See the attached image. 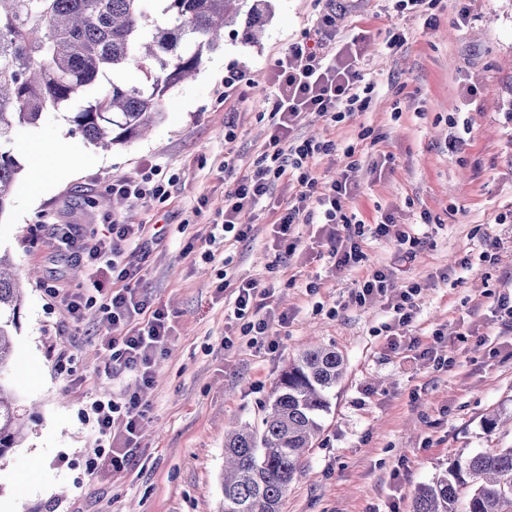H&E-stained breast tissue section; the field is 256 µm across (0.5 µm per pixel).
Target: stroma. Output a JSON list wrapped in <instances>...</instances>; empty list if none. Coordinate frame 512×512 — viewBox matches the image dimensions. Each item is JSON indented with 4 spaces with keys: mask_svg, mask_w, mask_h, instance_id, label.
Instances as JSON below:
<instances>
[{
    "mask_svg": "<svg viewBox=\"0 0 512 512\" xmlns=\"http://www.w3.org/2000/svg\"><path fill=\"white\" fill-rule=\"evenodd\" d=\"M457 5L439 0L429 29L424 18L394 12L390 0H270L259 42L243 44L242 25L226 28L223 46L204 57L195 78L167 93L149 137L100 151L73 122L82 97L17 132L13 150L45 143L59 174L36 189L19 174L0 215V251L20 272H38L8 372L27 436L0 459V512H217L225 428L260 423L276 381L310 339L336 347L346 372L281 512H413L416 487L450 459L512 445V432L484 425L492 410L512 412V330L490 313L512 286V251L491 269L459 265L478 256L486 238L512 241V223L499 221L512 211V0H464L468 17L460 24L452 21ZM330 11L337 43L357 39L374 89L364 111L335 125L305 115L298 135L333 143L314 160L322 182L340 175L343 151L354 147L359 166L346 211L368 223L385 211L422 240L410 259L394 240H365V267L390 266L396 288L421 287L412 323L391 333L390 299L352 302L358 274L337 271L315 226H297L302 246L294 256L274 249V209L294 191L287 180L248 214L250 238H218L213 230L224 209L225 160L245 175L269 138L274 62L294 43L317 39V20ZM393 27L407 42L391 53L384 40ZM232 69L249 79L245 92L225 89ZM149 168L167 182V200L100 205L112 181ZM112 214L149 225L134 257L140 286L166 306L175 334L142 394L149 412L135 459L120 473L95 459L82 412L97 396L124 401L138 390L139 375L98 359L105 331L94 315L72 324L44 288L54 278L68 289L80 283L52 247V225L86 229ZM250 279L291 318L288 327H273L279 346L272 353L250 346L226 314L230 295L221 283ZM228 337L233 347H225ZM416 338L450 366L415 358L409 345Z\"/></svg>",
    "mask_w": 512,
    "mask_h": 512,
    "instance_id": "stroma-1",
    "label": "stroma"
}]
</instances>
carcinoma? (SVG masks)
Listing matches in <instances>:
<instances>
[{
	"label": "carcinoma",
	"mask_w": 512,
	"mask_h": 512,
	"mask_svg": "<svg viewBox=\"0 0 512 512\" xmlns=\"http://www.w3.org/2000/svg\"><path fill=\"white\" fill-rule=\"evenodd\" d=\"M247 0H0V215L21 167L9 145L15 131L45 110L70 104L112 73L109 87L75 113L84 138L103 148L144 136L162 118L165 95L197 72ZM267 13L248 10L244 43L255 42ZM145 71L139 85L117 80L127 66ZM19 277L0 253V459L20 447L26 423L3 374L9 370L23 306ZM344 357L332 347L303 350L281 374L262 426L224 434L219 512H281L306 449L322 431ZM414 512H512V446L477 450L449 462L417 487Z\"/></svg>",
	"instance_id": "1"
}]
</instances>
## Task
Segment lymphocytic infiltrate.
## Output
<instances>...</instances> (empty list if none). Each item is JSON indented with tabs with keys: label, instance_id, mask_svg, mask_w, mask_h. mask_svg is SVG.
I'll list each match as a JSON object with an SVG mask.
<instances>
[{
	"label": "lymphocytic infiltrate",
	"instance_id": "obj_1",
	"mask_svg": "<svg viewBox=\"0 0 512 512\" xmlns=\"http://www.w3.org/2000/svg\"><path fill=\"white\" fill-rule=\"evenodd\" d=\"M334 22L332 14H324L317 23V41L293 44L275 62L268 143L253 172L236 178L226 191L224 220L218 229L233 233L236 240L247 239L253 227L243 222V215L269 196L277 180L289 176L296 181L297 191L272 226L275 247L284 254H294L299 245L293 235L295 226L317 225L319 240L327 242L337 270L344 271L363 261L360 239L364 234L395 239L399 247L409 251L418 247L420 240L395 229L390 214L381 215L370 227L348 216L343 209L344 201L352 195L348 180L320 183L310 166L316 155L332 150V143L301 140L295 135L305 114L314 112L327 121L340 123L363 111L373 89L358 66L356 50L348 45L335 49L327 44L325 36ZM111 191L113 196L142 204L168 195L165 183L154 180L149 171L113 181ZM148 230V225L124 224L112 217L103 234L74 224L54 225L52 240L56 250L81 268L85 278L83 287L74 291L51 283L46 286L47 294L64 306L73 322L83 321L87 310L96 308L100 323L112 331L111 336L101 340V347L110 352L113 363L120 368L137 371L145 387L153 383L155 359L167 354L173 341L167 309L149 302L139 288L142 269L133 257ZM419 292L415 284L395 290L392 272L375 267L357 281L351 299L363 305L375 297L391 295L395 323L406 327L413 321ZM233 295V315L241 321L243 335L249 336L251 344L275 350L277 342L269 331L275 324L286 326L288 315L271 311L269 289L250 280L235 287ZM90 410L92 431L98 442L110 445L113 471H124L133 458L141 424L147 416V403L134 393L121 404L111 399L94 400ZM118 422L124 426V438L122 445L114 446L110 439Z\"/></svg>",
	"mask_w": 512,
	"mask_h": 512
}]
</instances>
